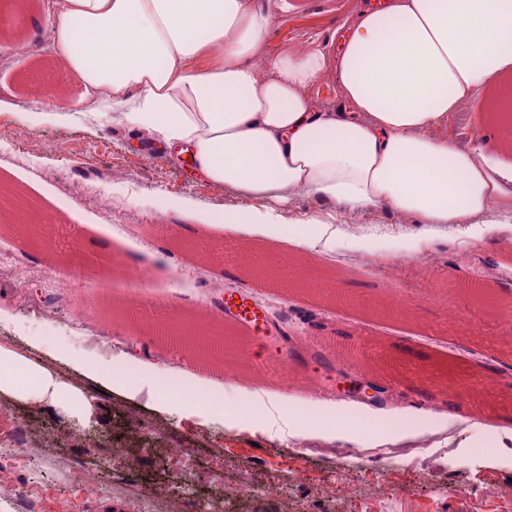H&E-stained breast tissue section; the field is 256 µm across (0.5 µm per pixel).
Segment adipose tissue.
<instances>
[{"label": "adipose tissue", "mask_w": 512, "mask_h": 512, "mask_svg": "<svg viewBox=\"0 0 512 512\" xmlns=\"http://www.w3.org/2000/svg\"><path fill=\"white\" fill-rule=\"evenodd\" d=\"M269 25L250 0H54L29 13L24 43L35 54L48 36L118 121L190 145L215 190L276 204L303 193L512 239V169L438 134L512 67V0L369 5L333 59L266 57ZM330 68L342 104L320 111L305 90ZM0 394L70 418L93 412L82 389L2 344Z\"/></svg>", "instance_id": "obj_1"}]
</instances>
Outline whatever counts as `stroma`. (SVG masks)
<instances>
[{"label":"stroma","instance_id":"obj_1","mask_svg":"<svg viewBox=\"0 0 512 512\" xmlns=\"http://www.w3.org/2000/svg\"><path fill=\"white\" fill-rule=\"evenodd\" d=\"M270 18L266 53L315 47L336 56L339 39L365 0H254ZM23 25L0 26V189L8 190L30 224H47L50 237L31 244L0 232V256L25 270L0 273V344L57 370L92 397L82 420L46 407L15 405L0 416V464L15 468L16 496L0 512H142L135 495H161L184 481L183 512H198L213 485L252 478L257 491L231 497L224 512H467L449 486L466 489L478 512H512V343L498 330L512 314V250L494 234L471 242L449 232L404 222L386 209L337 215L331 248L298 246L288 235L257 234L249 224L227 232L213 218L231 202L242 211L258 200L224 198L174 151L155 157L143 149L149 134L112 118L108 105L82 99L83 90L62 55L42 40L38 57L23 47ZM60 88L68 123L35 126L43 91ZM496 87L482 88L447 128L456 136L468 118L498 121ZM84 181L91 198H62L63 185ZM362 240L387 245L386 255L414 266L421 287L408 309L363 267L338 263L357 256ZM314 267L322 292L283 286L246 274L245 249ZM244 293L275 326L270 335L224 312V289ZM39 302L50 320L32 339L28 306ZM102 320L126 357L140 363V382L160 386L166 376L203 381L233 392L284 395L294 403L319 398L350 428L332 435L334 453L321 455L290 441L282 424L201 406L160 408L144 394L102 382L85 371L82 325ZM185 323L240 344L246 364L226 377L221 363L202 367L194 338L172 341L163 328ZM394 382L381 407L347 396L341 384L367 373ZM455 383L443 393L442 383ZM427 406L458 415L448 434L436 421L402 425L400 410ZM56 435L57 445L17 453L19 428ZM428 446L425 464L376 454L377 441ZM125 454H115V447ZM188 458H164L166 448ZM224 451L212 458L210 449ZM98 469L112 492L90 476Z\"/></svg>","mask_w":512,"mask_h":512}]
</instances>
